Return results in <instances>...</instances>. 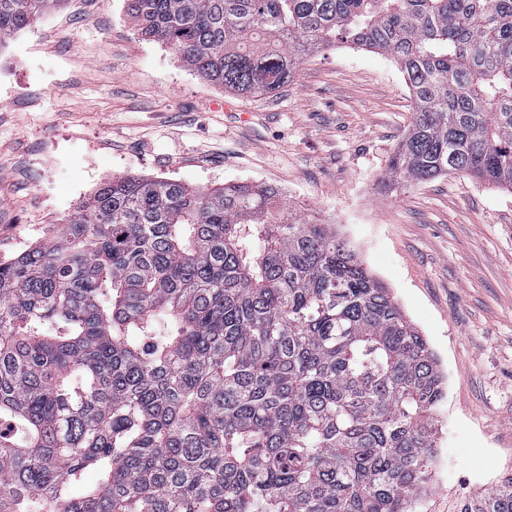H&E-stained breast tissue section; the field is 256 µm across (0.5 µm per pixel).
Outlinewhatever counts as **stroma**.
Returning a JSON list of instances; mask_svg holds the SVG:
<instances>
[{"mask_svg":"<svg viewBox=\"0 0 512 512\" xmlns=\"http://www.w3.org/2000/svg\"><path fill=\"white\" fill-rule=\"evenodd\" d=\"M413 122L387 56L345 45L243 96L143 38L127 0H64L0 45V261L51 241L103 181L272 185L335 225L447 378L431 491L461 512L512 475V190L459 173L383 191Z\"/></svg>","mask_w":512,"mask_h":512,"instance_id":"35a3bbf8","label":"stroma"}]
</instances>
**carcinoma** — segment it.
<instances>
[{
  "instance_id": "cac0c4a2",
  "label": "carcinoma",
  "mask_w": 512,
  "mask_h": 512,
  "mask_svg": "<svg viewBox=\"0 0 512 512\" xmlns=\"http://www.w3.org/2000/svg\"><path fill=\"white\" fill-rule=\"evenodd\" d=\"M56 0H0V46ZM239 94L349 44L414 105L383 180L512 188V0H128ZM445 378L336 225L126 177L0 262V512H410ZM89 473L94 482L86 481ZM462 512H512V475Z\"/></svg>"
}]
</instances>
